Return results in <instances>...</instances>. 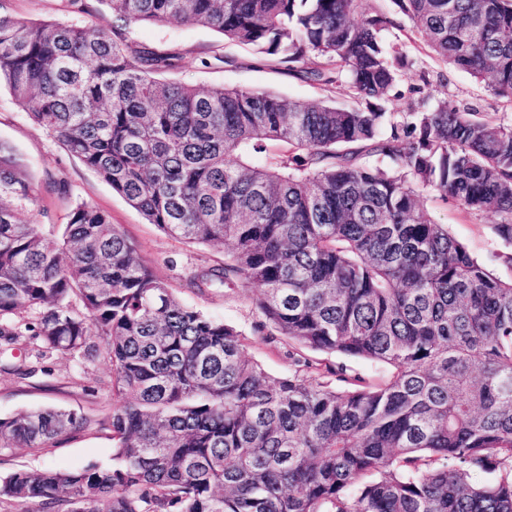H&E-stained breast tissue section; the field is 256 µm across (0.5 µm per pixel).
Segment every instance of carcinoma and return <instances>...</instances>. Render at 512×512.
I'll use <instances>...</instances> for the list:
<instances>
[{"instance_id":"obj_1","label":"carcinoma","mask_w":512,"mask_h":512,"mask_svg":"<svg viewBox=\"0 0 512 512\" xmlns=\"http://www.w3.org/2000/svg\"><path fill=\"white\" fill-rule=\"evenodd\" d=\"M0 0V87L150 224L227 246L189 286L255 287L251 331L284 340L288 374L242 331L184 304L109 216L70 208L61 241L22 218L36 191L0 140V322L35 315L48 351L100 356L122 403L112 464L0 476L33 512H512V279L420 202L430 187L497 217L512 247V119L448 106L396 23L362 0H107L112 22L16 19ZM429 52L512 105V0H394ZM141 22H189L350 101L292 103L170 82L178 54ZM281 143L287 149L269 151ZM312 351L390 369L374 384ZM346 384L337 389L328 377ZM91 425L43 407L0 417V451ZM484 474L482 482L473 475Z\"/></svg>"}]
</instances>
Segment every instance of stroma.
<instances>
[{
  "label": "stroma",
  "mask_w": 512,
  "mask_h": 512,
  "mask_svg": "<svg viewBox=\"0 0 512 512\" xmlns=\"http://www.w3.org/2000/svg\"><path fill=\"white\" fill-rule=\"evenodd\" d=\"M131 36L146 48L181 55L179 68L167 74L168 80L177 83L201 89L250 88L299 103L330 99L343 104L348 100L343 88L324 89L302 81L249 47L226 41L219 33L205 27L140 23L132 27ZM416 59V66L407 71L392 93V111H403L414 99V90L420 85L419 74L425 71L434 78L430 91L435 97L447 99L452 105L471 103L484 112L512 115V108L502 107L484 85L467 72L450 68L423 51L417 52ZM440 73L447 75V84L437 83L436 76ZM0 139L17 149L34 178L36 204L31 217L41 224L46 244L55 242L58 228L65 224L74 202H88L109 215L112 223L135 244L143 260L174 288L185 304L239 330L249 331L255 289L199 291L186 285L196 267L223 263V247L190 245L149 224L100 177L35 125L5 88L0 89ZM55 180L67 182L69 196L51 190L50 184ZM431 208L436 220L446 224L452 236L463 243L473 257L502 279H512V265L496 258L504 246L492 231L493 217L468 214L452 200H434ZM111 380L112 368L105 358L85 362L57 353L42 356L37 351L34 336L29 333L12 344L0 339L2 417L52 405L95 421L105 419L119 404L112 394ZM111 463V437L92 427L75 431L43 450L15 448L0 453V474L40 466L74 470Z\"/></svg>",
  "instance_id": "stroma-1"
}]
</instances>
